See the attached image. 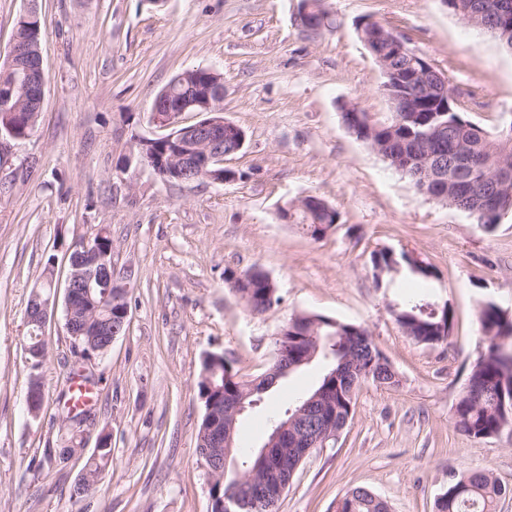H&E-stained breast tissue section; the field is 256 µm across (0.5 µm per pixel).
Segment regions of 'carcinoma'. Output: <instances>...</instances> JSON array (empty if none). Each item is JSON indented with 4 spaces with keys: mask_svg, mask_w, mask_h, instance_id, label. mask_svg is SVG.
Listing matches in <instances>:
<instances>
[{
    "mask_svg": "<svg viewBox=\"0 0 512 512\" xmlns=\"http://www.w3.org/2000/svg\"><path fill=\"white\" fill-rule=\"evenodd\" d=\"M39 19L33 15L21 18L15 35L25 42L31 60L40 55ZM358 35L369 49L380 69L387 72L402 70L406 58L393 56L388 51L389 41L397 34L385 24L373 20L358 28ZM342 124L356 139L370 149L378 151L389 166L394 163L407 166L402 172L418 192L431 189L428 177L456 176L455 157L465 155L471 159L474 187L469 194L452 193L440 199L458 211L467 214L474 223L490 229L500 218L512 211V181L493 179L496 170H512V119L490 131L469 120L465 113L457 112H389L380 119L371 112H362L354 119L340 105ZM41 109L31 98L14 95L9 103L0 104V134L17 140L29 137L34 130ZM288 214V223L297 224L313 239H319L320 226L337 224L339 215L329 204H288L278 209V215ZM373 269L383 266L387 273L404 271L425 285L438 278L433 266L407 252L396 253L383 249L371 254ZM224 281L237 294L247 293L245 304L250 312L262 314L279 301L277 289L269 286L268 274L256 268L242 288L233 281V271L224 270ZM437 304L427 293H412L399 306L396 323L413 340L423 344H436L447 340L440 335L439 323L448 303L441 304L438 315L429 312ZM306 331L290 333L281 342L288 353V364L300 362L309 350L317 349L316 356L328 361L329 367L317 385L308 394L312 398L319 390L332 392L337 416L353 415L356 392L365 382L394 386L399 384L389 361H380L382 352L372 341L368 331L360 326L335 318L303 314ZM478 322L486 346L470 365L467 383L454 407V424L465 434L483 439L492 438L512 429V412L501 411L502 396L512 395V325L500 320L499 309L491 302L478 309ZM351 333L356 338L342 342V336ZM26 351L32 360L45 356L41 330L28 326ZM272 385L264 376L246 379L224 360V354H207L196 383L198 398L206 412L197 431V449L203 460L225 456V449L217 448L208 430L213 413L224 404V396L237 395L250 405L261 400V394ZM112 433H105L102 448L87 460L85 471L72 489V496L86 497L97 484L101 470L111 461ZM259 455H254L245 470L239 471L224 465V471L210 479V512H226L227 499L238 496L244 486L262 479L257 470ZM504 489L485 470H471L459 477H452L448 489L436 499V512H496L498 498ZM341 501L353 505V512H387L380 501L367 497V489L356 487L342 496Z\"/></svg>",
    "mask_w": 512,
    "mask_h": 512,
    "instance_id": "obj_1",
    "label": "carcinoma"
}]
</instances>
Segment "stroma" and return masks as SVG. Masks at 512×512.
Listing matches in <instances>:
<instances>
[{"instance_id":"obj_1","label":"stroma","mask_w":512,"mask_h":512,"mask_svg":"<svg viewBox=\"0 0 512 512\" xmlns=\"http://www.w3.org/2000/svg\"><path fill=\"white\" fill-rule=\"evenodd\" d=\"M299 0H38L47 87L32 135L0 150V512H210L196 450L204 407L196 392L207 353L246 378L273 364L292 314L365 327L398 374L363 384L352 421L298 470L280 512H336L363 487L391 512H434L451 475L489 471L512 512V433L476 439L454 425L468 368L485 347L478 307L512 317V212L492 229L416 191L350 135L340 106L385 115L383 75L357 28L381 21L443 71L461 110L488 129L512 114V53L465 27L443 0H325L333 24L296 25ZM197 67L224 77L226 119L246 142L224 162L236 179L166 183L123 165L150 122L155 95ZM308 195L338 212L315 240L278 220ZM109 225L129 322L107 354L85 362L97 379L89 437L112 434V462L94 492L71 496L85 460H59L70 436L65 396L75 360L62 310L50 312L46 356L24 349L27 304L47 263L64 285L77 241ZM407 251L433 265L429 288L453 314L447 341L407 336L389 306L416 291L404 274L376 287L371 252ZM270 275L280 301L250 313L225 269ZM314 363L278 379L240 418L235 466L266 441L288 404L317 383ZM41 407L27 411L31 384Z\"/></svg>"}]
</instances>
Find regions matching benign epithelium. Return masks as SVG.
<instances>
[{"mask_svg":"<svg viewBox=\"0 0 512 512\" xmlns=\"http://www.w3.org/2000/svg\"><path fill=\"white\" fill-rule=\"evenodd\" d=\"M471 11L485 19L484 28L492 33L512 31V3L499 0L490 5L485 0H473ZM389 50L400 55L413 54V61L408 73L400 79H392L382 85L384 96L389 99L392 110L404 111L405 103H412L416 112H449L452 99L448 97V77L441 75L424 56L414 52L401 39L389 43ZM24 47L17 37H12L7 56V68H25L26 77L22 82H15L11 89L27 94L38 102H43L45 95L44 61L35 66H24L22 58ZM195 88H182V96L177 110L170 109V98L159 99L153 105L151 122L169 133L154 137L138 139V149H151V165L155 172L169 180L179 182L205 180L222 183L228 177L218 176L224 158L239 152L246 140L245 132L235 123L224 118L215 104L224 98V88H208L205 96L194 94ZM184 112H199L204 118L198 122L182 126L178 121ZM114 249L102 251L88 242H79L74 246L71 259V271L67 278L63 298L64 320L74 322L78 309L72 295L76 288L82 289L85 301L98 308L111 300L105 293L100 301H95L92 290L104 281H112L114 270ZM58 304L57 293L45 297L38 305H31L27 321L40 328H45L49 311ZM247 409L244 401L236 397L224 399L225 427L213 426L215 440L230 446L233 443L234 425L238 416ZM346 422L327 412L326 407L318 406L317 399H312L299 408L292 419L273 430L269 440L262 446L260 455L264 473L273 477L268 487L267 496L274 499L283 496L285 483L280 478L287 462L301 463L315 449L325 446L328 437L338 435Z\"/></svg>","mask_w":512,"mask_h":512,"instance_id":"1","label":"benign epithelium"}]
</instances>
